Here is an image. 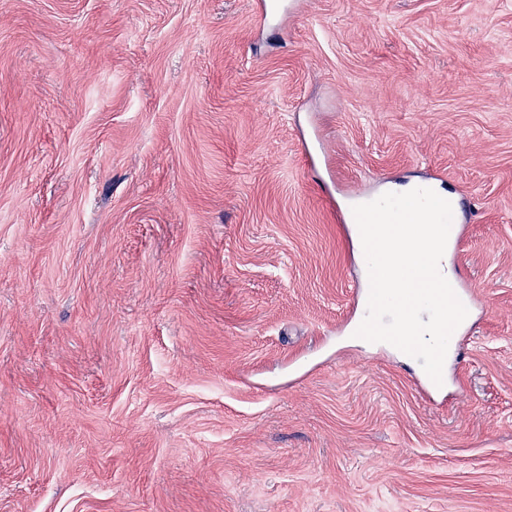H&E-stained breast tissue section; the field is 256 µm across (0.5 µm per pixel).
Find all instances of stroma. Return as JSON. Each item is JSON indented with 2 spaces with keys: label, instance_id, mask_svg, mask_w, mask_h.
<instances>
[{
  "label": "stroma",
  "instance_id": "35a3bbf8",
  "mask_svg": "<svg viewBox=\"0 0 512 512\" xmlns=\"http://www.w3.org/2000/svg\"><path fill=\"white\" fill-rule=\"evenodd\" d=\"M0 0V512H512V0ZM464 202V358L357 338L342 207Z\"/></svg>",
  "mask_w": 512,
  "mask_h": 512
}]
</instances>
